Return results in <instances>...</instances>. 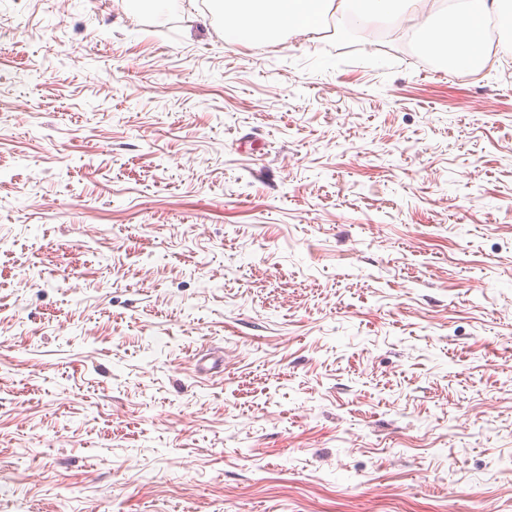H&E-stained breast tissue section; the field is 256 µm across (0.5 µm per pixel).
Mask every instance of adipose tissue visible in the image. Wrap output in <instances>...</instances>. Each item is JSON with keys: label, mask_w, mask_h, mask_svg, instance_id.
Listing matches in <instances>:
<instances>
[{"label": "adipose tissue", "mask_w": 512, "mask_h": 512, "mask_svg": "<svg viewBox=\"0 0 512 512\" xmlns=\"http://www.w3.org/2000/svg\"><path fill=\"white\" fill-rule=\"evenodd\" d=\"M437 0H214L224 14V43L248 45L275 41L280 33L307 36L318 33L328 10L344 22L362 24L374 18L423 17L422 49L435 54L448 68L485 69L489 54L486 25L496 18L505 33L504 51H512V0H452L444 22L433 19Z\"/></svg>", "instance_id": "1"}]
</instances>
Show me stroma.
<instances>
[{"mask_svg": "<svg viewBox=\"0 0 512 512\" xmlns=\"http://www.w3.org/2000/svg\"><path fill=\"white\" fill-rule=\"evenodd\" d=\"M0 0V512H512V74L373 19ZM224 12V45L273 42L282 32L307 36L319 32L334 0H214Z\"/></svg>", "mask_w": 512, "mask_h": 512, "instance_id": "35a3bbf8", "label": "stroma"}]
</instances>
